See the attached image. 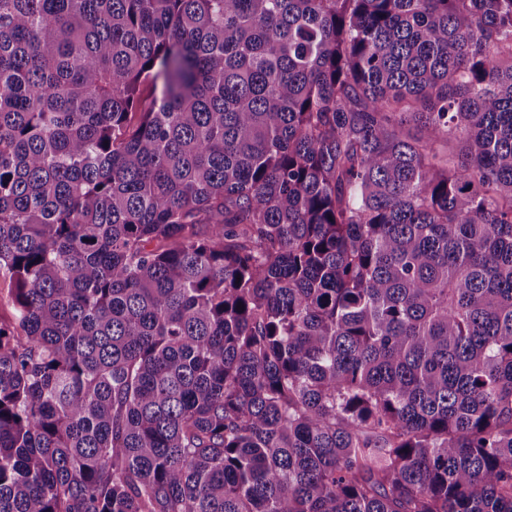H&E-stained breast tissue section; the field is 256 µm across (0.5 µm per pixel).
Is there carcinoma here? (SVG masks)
I'll return each mask as SVG.
<instances>
[{"label":"carcinoma","instance_id":"1","mask_svg":"<svg viewBox=\"0 0 512 512\" xmlns=\"http://www.w3.org/2000/svg\"><path fill=\"white\" fill-rule=\"evenodd\" d=\"M0 286V512H512V0H0Z\"/></svg>","mask_w":512,"mask_h":512}]
</instances>
